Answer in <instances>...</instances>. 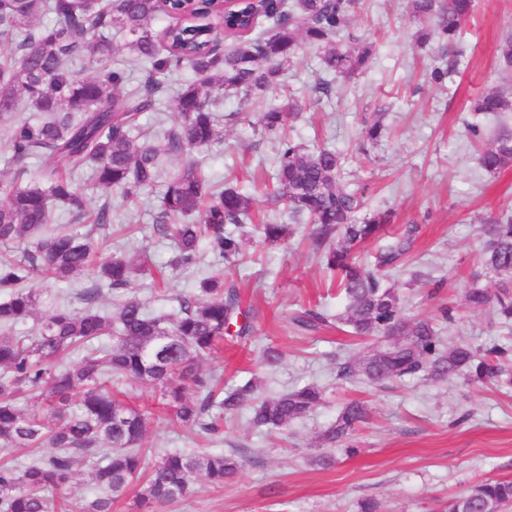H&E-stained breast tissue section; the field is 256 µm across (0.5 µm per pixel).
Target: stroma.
I'll use <instances>...</instances> for the list:
<instances>
[{"instance_id": "obj_1", "label": "stroma", "mask_w": 512, "mask_h": 512, "mask_svg": "<svg viewBox=\"0 0 512 512\" xmlns=\"http://www.w3.org/2000/svg\"><path fill=\"white\" fill-rule=\"evenodd\" d=\"M419 30L410 17V0H361L349 32L374 45L364 73L351 82L326 75L323 49L300 41L263 105L224 93L215 111L224 142L200 153L202 171L212 182L252 195L259 221L279 215L280 206L270 201L264 186L277 143L261 134L259 115L297 99L300 109L288 126L290 135L308 149L325 145L345 154L344 182L364 189L366 211L394 212L388 237L404 225H418L409 254L386 273L407 317H434L438 306L450 300L458 306L457 321L439 324L445 341L462 337L475 345L512 344V327L499 324L492 309L474 311L463 304L482 250L480 221L512 214V168L486 174L469 131L476 120L469 110L474 98L493 86L512 92V73L502 71L497 61L502 36L512 33V0H477L460 35L445 47L434 37L419 45ZM441 54L455 65L442 86L429 80ZM322 78L330 81L329 94L314 90ZM193 79L189 70L161 76L159 103L142 114L141 124L152 130L159 121H170L177 93ZM377 112L386 133L364 145V121ZM77 184L89 207L112 202L117 218L106 233L104 254L132 258L148 248L149 270L136 280L137 295L151 313L174 315L179 298L192 294L212 268L200 261L172 272L166 289H155L152 271L167 265L173 252L172 242L157 231L159 192L126 200L106 196L86 177ZM310 232L309 224L300 223L288 242L271 244L258 225L247 226L229 277L239 284L244 305L259 309L260 317L251 336L225 341L202 367L217 368L228 387L259 378L263 398L315 383L325 389L323 403L282 430L254 429L245 411L226 416L223 433L208 442L180 425L159 389L137 387L133 403L154 415L142 444L150 458L170 450L234 448L251 457L224 486L197 479L190 498L157 506L156 512H358L365 498L376 500L380 512H441L450 496L485 481L512 479V387H475L459 377L408 379L383 389L342 385L335 379L336 352L364 351L374 347V340L335 328L313 335L293 330L290 317L300 309L317 305L334 315L344 308L313 252ZM93 280L89 271L69 283L37 277L29 286L78 311L80 291ZM269 346L282 354L273 369L262 362ZM352 399L366 402L371 415L358 434L360 453L337 455L328 468L313 465L312 457L323 452L320 432Z\"/></svg>"}]
</instances>
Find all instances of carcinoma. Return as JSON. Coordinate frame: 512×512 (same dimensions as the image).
Listing matches in <instances>:
<instances>
[{
  "label": "carcinoma",
  "mask_w": 512,
  "mask_h": 512,
  "mask_svg": "<svg viewBox=\"0 0 512 512\" xmlns=\"http://www.w3.org/2000/svg\"><path fill=\"white\" fill-rule=\"evenodd\" d=\"M357 0H293L273 7L274 26L255 36L258 17L242 15L215 25V36L201 34L202 23L180 16L156 28L159 0H0V126L8 143L0 173V244H14L17 255L0 260V443L7 448L48 446V455L21 465L0 464V512H112L141 474L149 477L140 506L172 503L193 495L203 476L222 484L241 469L242 454L166 451L148 464L141 450L151 413L112 393V382L161 388L162 397L182 426L217 435L226 414L251 408L255 428L281 429L303 418L324 400L316 384L257 400L260 385L251 378L223 389L220 377L200 366L224 343V336L244 338L254 331L259 311H246L238 288L224 278L242 252L241 230L251 220L254 199L234 187L213 190L196 154L222 142L214 117L218 96L233 90L244 101L263 102L294 56L299 39L324 46V67L348 80L373 54L372 44L344 45ZM475 0H411V16L442 39H456ZM53 15L48 26L43 14ZM127 37L133 61L150 65L142 88L118 93L125 76L109 68L112 29ZM231 48H218L220 31ZM88 58L99 72L80 78L74 61ZM501 70H512V34L499 48ZM188 67L198 79L175 100L170 127L147 140L140 124L154 110L161 88L159 74ZM297 111L290 103L261 113V133L278 141L269 198L283 205L292 220L312 224L320 261L335 279L344 311L332 316L314 309L292 318L300 332L347 326L359 338L385 344L360 355L336 357V379L384 388L406 378L435 380L458 376L469 385H512V346L474 347L461 340L444 346L436 323H453L457 307L443 302L430 319L409 320L396 289L380 274L396 266L410 248L416 226L382 249L373 266L356 261L360 247L379 238L393 212L357 218L364 208L358 192L342 184L345 157L321 147L314 151L286 135ZM470 111L500 119L498 131L484 133L470 124L480 145V164L489 174L512 167V93L483 92ZM36 112L38 117H22ZM145 139L137 144L139 139ZM40 174L28 178L31 159ZM90 171L106 191L125 199L162 188L160 234L174 245L173 270L199 263L206 243L219 272L199 279L197 293L179 299V311L166 320L146 310L132 295L115 316L97 309L103 289L129 291L146 263L98 253L93 233L112 223L105 201L87 210L74 184ZM65 206L73 217L93 224L86 232L50 227V205ZM264 239L284 242L293 234L285 222L262 227ZM483 248L470 272L464 302L473 310L493 308L498 322L512 325V217H487L479 226ZM96 279L80 294L84 308L74 312L55 305L45 314L40 297L26 283L36 276L71 281L86 270ZM487 276L494 287L478 285ZM35 323L30 330L27 324ZM82 351L79 361H71ZM370 417L367 405L352 400L320 439L352 457L360 452L354 436ZM90 467L91 498L75 501L70 483L75 470ZM512 507V480L486 481L448 499L443 512H503Z\"/></svg>",
  "instance_id": "1"
}]
</instances>
